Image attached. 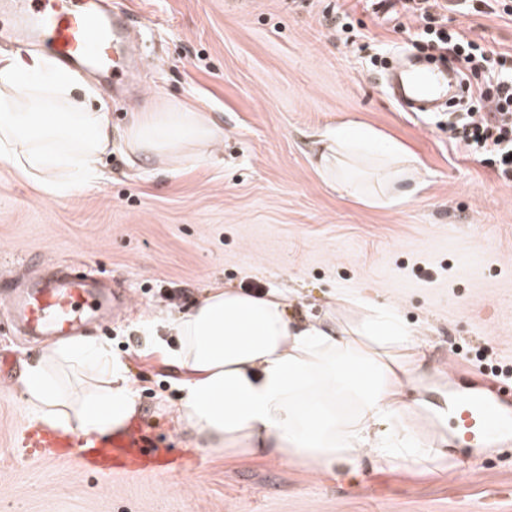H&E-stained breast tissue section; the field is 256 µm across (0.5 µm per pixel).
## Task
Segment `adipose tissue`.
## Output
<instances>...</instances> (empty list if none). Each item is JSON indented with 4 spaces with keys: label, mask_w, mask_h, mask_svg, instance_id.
Returning a JSON list of instances; mask_svg holds the SVG:
<instances>
[{
    "label": "adipose tissue",
    "mask_w": 512,
    "mask_h": 512,
    "mask_svg": "<svg viewBox=\"0 0 512 512\" xmlns=\"http://www.w3.org/2000/svg\"><path fill=\"white\" fill-rule=\"evenodd\" d=\"M220 138L212 113L170 100L135 114L124 133L131 154L174 161ZM111 151L108 102L93 85L41 54L0 58V157L57 195L100 183ZM376 153L392 169L410 159L401 145L345 124L313 142L314 163L330 178ZM341 306L357 318L329 313L308 323L289 316L281 292L208 289L173 322L176 347L157 346L184 373L179 425L206 448L240 445L324 471L367 460L408 471L433 462L436 452L408 424L414 409L448 424L447 402L415 383L424 352L393 308L351 298ZM414 386L420 396L407 401ZM19 392L44 423L85 434L121 428L136 407L111 342L83 334L26 360Z\"/></svg>",
    "instance_id": "ef3b65f1"
}]
</instances>
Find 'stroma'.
<instances>
[{
    "mask_svg": "<svg viewBox=\"0 0 512 512\" xmlns=\"http://www.w3.org/2000/svg\"><path fill=\"white\" fill-rule=\"evenodd\" d=\"M143 20L147 96H110L116 142L109 177L60 196L43 192L0 158V280L54 263L79 266L130 306L91 336L109 338L126 364L136 412L196 463L177 479L80 473L22 456L18 433L33 421L16 381L43 344L23 335L0 305V512H512V441L479 447L452 431L435 437L424 415L410 422L442 459L428 471L334 475L265 454L199 448L178 430L173 368L146 336L175 320L208 288L288 296L296 319H319L339 295L394 307L426 354L425 382L487 392L512 368V180L492 160L448 140V112H408L380 77L412 55L451 61L432 33L512 56V0H471L461 14L433 9L412 19L379 0H117ZM179 100L215 115L213 154L163 169L128 157L121 136L151 102ZM347 123L405 146L419 169L410 199L375 205L369 170L354 192L328 185L312 137Z\"/></svg>",
    "mask_w": 512,
    "mask_h": 512,
    "instance_id": "stroma-1",
    "label": "stroma"
}]
</instances>
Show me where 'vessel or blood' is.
Masks as SVG:
<instances>
[{"instance_id":"b4317fda","label":"vessel or blood","mask_w":512,"mask_h":512,"mask_svg":"<svg viewBox=\"0 0 512 512\" xmlns=\"http://www.w3.org/2000/svg\"><path fill=\"white\" fill-rule=\"evenodd\" d=\"M130 34L125 13L109 9L106 0H0V41L45 48L62 70L97 71L116 92L124 88ZM412 84L423 102L447 91L448 74L440 68L420 72ZM4 300L26 332L35 335H69L87 321L105 317L109 305L94 281L67 265L14 289ZM453 424L467 441L512 437V413L474 390L458 396ZM24 445L43 462L67 460L106 479L174 478L194 461L191 451L174 447L141 418L96 435L34 424L24 432Z\"/></svg>"}]
</instances>
